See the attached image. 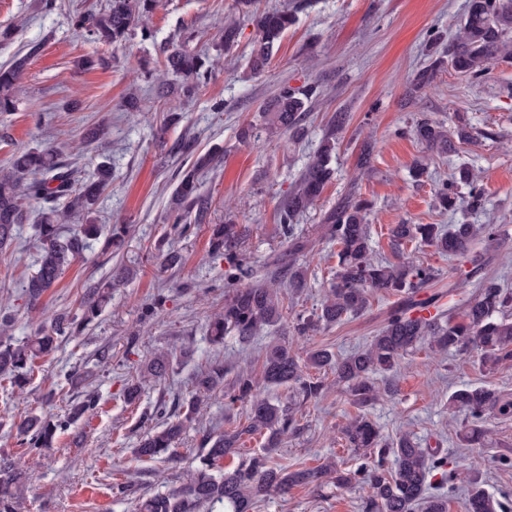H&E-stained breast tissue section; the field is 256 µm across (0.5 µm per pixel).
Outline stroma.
Returning a JSON list of instances; mask_svg holds the SVG:
<instances>
[{"label":"stroma","instance_id":"obj_1","mask_svg":"<svg viewBox=\"0 0 512 512\" xmlns=\"http://www.w3.org/2000/svg\"><path fill=\"white\" fill-rule=\"evenodd\" d=\"M106 0H0V25L14 24L16 37L0 46V65L26 54L36 42L20 80L17 111L0 113V167L24 148L56 149L61 161L89 177L99 163L112 165V184L95 206L100 223L127 224L123 249L111 257L101 242L92 243L41 298L40 312L27 307L24 282L36 269L39 242L36 224L42 206L28 201L25 224L14 242L0 251V314L12 318L11 336H32L38 324L62 312H77L90 289L114 265L129 268L128 282L112 290V301L82 336L60 343L40 359L24 388L0 382V458L16 459L25 449L10 430L20 417L64 413L85 391H97L98 409L59 434L53 448L35 459L37 477L15 485L20 512H136L135 496L116 494L117 483L130 481L150 493L175 489L200 448L201 430L221 431L245 417L243 405L227 408L223 393L206 401L178 444L176 462L137 460L133 450L156 420L160 398L188 402L196 375L214 360H223L225 381L239 367L256 361L261 348L276 336L298 353L325 348L344 356L368 342L384 324L396 298L373 294L360 315L310 336L294 335L288 326L259 332L250 342L226 338L210 343L206 326L224 306L222 257L211 252V227L233 224L243 229L240 250L256 278L273 271L288 252L277 222V207L293 189L309 154L317 148L330 117L349 115L343 143L336 151V173L315 207L301 216L310 244L303 255L309 286L286 292L290 312L311 313L319 306L337 264L335 242L323 237L324 214L345 196L372 203L369 216L375 252L390 255V229L396 224H492L493 243L474 250L482 270L504 278L512 288V60L493 63L489 74L472 80L444 69L431 86L408 94L407 86L428 63L430 32L455 36L468 0H256L255 11L286 10L296 23L276 45L269 66L250 72L247 59L256 37L251 15L239 12L236 0H159L138 32L122 46L90 43L75 30L74 13L99 11ZM236 18L240 35L231 57L220 60L206 86L182 101L178 77H170L167 95L139 79L144 64L160 66L178 41L189 51L215 56L226 18ZM150 38H142L141 29ZM93 64L80 68L79 60ZM318 84L322 95L310 103L305 135L268 133L263 108L282 84ZM223 111H213V103ZM429 118L447 126L466 123L475 140L455 151L430 152L409 128ZM259 129L258 139L238 138L243 123ZM103 125L101 145L83 147L87 128ZM196 140L198 153L219 154L217 168L203 179L201 191L211 201L209 221L192 225L180 236L165 216L176 186V171L186 167L181 137ZM377 144L371 168L357 164L364 140ZM425 172L415 176L413 166ZM473 167L485 190L478 211H444L435 205V189L460 164ZM178 251L179 263L165 256ZM414 260L434 266L439 305L461 314L475 295L473 282L449 289L469 262L449 259L434 248H413ZM176 351L161 384L146 387L139 400L127 403L123 390L157 350ZM328 388L317 402L298 412L301 431L272 452L273 463L317 468L327 462L357 468L370 463L369 453L345 447L341 428L357 414L344 386L324 375ZM394 393L368 407L369 418L387 440L413 434L421 447L439 450L449 466L466 460L472 478L494 499L512 507V416L487 420L485 444L469 445L463 435L471 425L465 412L450 411L448 398L466 387H487L512 400V362L483 371L481 351L434 352L419 347L404 354L394 375ZM364 487L339 488L332 480L298 486L288 496L271 494L253 512H360Z\"/></svg>","mask_w":512,"mask_h":512}]
</instances>
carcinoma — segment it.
<instances>
[{
    "mask_svg": "<svg viewBox=\"0 0 512 512\" xmlns=\"http://www.w3.org/2000/svg\"><path fill=\"white\" fill-rule=\"evenodd\" d=\"M158 0H107L98 14L74 16V26L86 33L94 43L109 46L125 42L134 31L135 20L153 12ZM294 24L286 11L256 15L257 35L249 58V68L258 73L268 64L275 45ZM239 24L224 23L222 43L230 52L237 43ZM431 63L420 70L408 87L416 93L430 85L437 73L448 66L473 80L488 74L494 60L512 57V0H469L467 14L448 47L432 53ZM28 57L16 58L0 66V112H13L18 106L17 85ZM164 70L182 78L181 91L189 98L206 83L210 72L209 59L175 47L166 55ZM320 94L318 87L283 85L266 107L270 113L269 129L280 130L293 137L302 131L306 105ZM349 121L345 112H336L329 119L328 129L318 148L309 157L298 185L283 200L279 209V224L288 239V252L294 259L280 266L288 287L295 291L307 287L308 267L299 263L297 255L307 249L306 241L297 231L300 216L321 196L333 175L332 162L340 145L341 134ZM416 139L431 151L446 154L454 142L467 143L473 133L465 126L448 134L442 123L422 119L414 126ZM183 153L193 159L191 167L179 174L173 191L169 218L182 225L185 234L188 219L195 224L206 223L208 198L201 192V177L217 164V156L208 152L194 156L192 142L182 144ZM112 181V167L98 165L94 178L79 180L72 168L62 164L52 149L20 151L12 154L9 166L0 170V249L11 244L17 226L25 223L27 211L23 200L33 199L43 204L42 222L37 225L41 257L36 272L24 285L29 308L39 310L42 295L53 287L66 269L82 253L87 241L104 238L103 252L120 249L129 227L126 224L105 226L97 223L94 205ZM469 187L468 195L460 186ZM435 202L443 210L483 208L485 197L474 170L463 164L438 186ZM368 201L355 195L344 198L336 209L324 216L321 231L336 241L338 263L327 282L323 299L312 313H297L288 317L284 296L278 285L279 277L270 276L254 283L250 278L246 258L237 251L239 233L232 224L214 229L212 250L224 256V307L209 323L211 341L224 343L227 335L248 342L265 327L291 322L299 336L323 327L334 326L348 317L363 313L370 297L384 292L399 297V305L391 310L386 322L371 341L354 353L338 358L329 350L312 348L301 358L288 344L269 343L259 355V366L237 372L224 390L225 405L246 404L245 421L222 432L203 435L198 464L187 471L182 486L172 492L155 494L142 500L141 512H252L254 505L271 492L288 494L295 486L319 484L320 479L336 473L339 488L365 485L368 494L361 503V512H448V495L428 493L429 477L441 471V483L453 479L444 467L447 460L419 447L408 434L389 442L362 410L378 400L380 391L392 392V387H377L374 375L393 370L399 359L421 344L446 352H464L470 347L482 351V365L493 371L512 361V289L495 277H485L478 283L473 300L466 306L462 318L436 313L429 317L421 312L435 306L436 296L420 297L439 273L433 266L402 259L404 246L410 242L435 248L448 257L466 258L478 239L490 240L495 228L491 224H396L390 229L391 245L397 261L374 257L369 231ZM130 270L118 266L107 280L95 286L81 303V315L66 313L55 316L50 326L37 328L32 339L15 343L8 336L0 338V380L19 385L34 372L36 362L51 354L59 338L73 335L78 327L98 317L112 297V282L121 281ZM172 354L161 351L144 366L136 381L126 385V400L132 401L145 384L161 381L170 368ZM329 371L336 382L344 383L351 400L361 412L350 418L342 433L348 447L366 450L374 456L371 465L354 470L321 469L290 470L270 463V452L280 447L285 438L300 430L294 408L281 403L267 391L286 386L295 402H316L326 386L319 378L304 374L303 367ZM224 386V363L214 360L195 379L196 392L187 404L184 418L172 421L164 403L157 404L154 417L158 425L141 438L134 449L140 461L175 452L185 423L193 420L201 405V397ZM98 394L89 391L67 413L54 421H43L27 415L16 424L17 436L28 452L40 453L54 447L55 435L76 424L96 409ZM448 407L468 413L472 428L464 441L473 445L481 442L485 430L481 423L492 414L512 415V403L502 401L486 387L461 389L448 399ZM265 436L264 454L241 462L229 469L224 459L232 458L241 448L245 437ZM33 480L36 472L24 459L0 462V512H18L12 487L18 479ZM463 512H506L500 502H494L476 482H471L463 503Z\"/></svg>",
    "mask_w": 512,
    "mask_h": 512,
    "instance_id": "cac0c4a2",
    "label": "carcinoma"
}]
</instances>
